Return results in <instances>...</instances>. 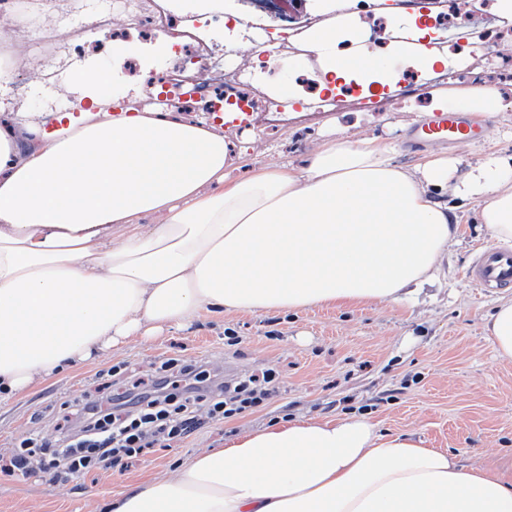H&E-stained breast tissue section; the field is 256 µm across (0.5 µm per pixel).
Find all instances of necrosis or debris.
Returning a JSON list of instances; mask_svg holds the SVG:
<instances>
[{
	"mask_svg": "<svg viewBox=\"0 0 512 512\" xmlns=\"http://www.w3.org/2000/svg\"><path fill=\"white\" fill-rule=\"evenodd\" d=\"M50 0H0V69H17L21 59L34 58L39 67L33 78L16 84L26 94L31 82L49 78L60 66L63 55L81 52L84 46H105L143 31L153 37L172 33V65L156 81L141 87L153 109L169 112L196 110L225 112H280L284 106L265 86L263 69L238 65L228 67L215 56L205 37L210 13L189 15L180 22L156 8L154 0H87L80 10L56 20L48 19ZM463 39L470 56L478 61L471 80H482V68L512 63V37L501 31L496 15L470 13ZM161 94H154L155 85Z\"/></svg>",
	"mask_w": 512,
	"mask_h": 512,
	"instance_id": "necrosis-or-debris-1",
	"label": "necrosis or debris"
}]
</instances>
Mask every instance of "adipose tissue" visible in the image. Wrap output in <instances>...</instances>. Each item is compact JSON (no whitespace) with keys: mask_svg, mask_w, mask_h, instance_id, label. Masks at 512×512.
Returning a JSON list of instances; mask_svg holds the SVG:
<instances>
[{"mask_svg":"<svg viewBox=\"0 0 512 512\" xmlns=\"http://www.w3.org/2000/svg\"><path fill=\"white\" fill-rule=\"evenodd\" d=\"M350 20L311 43L337 77L397 83ZM118 70L84 71V117L17 113L0 126V395L18 394L134 339L232 315L398 304L433 282L453 241L449 198L470 199L512 246V159L458 175L431 154L337 137L303 167L228 181L233 157L205 121L119 108ZM110 512H512V481L367 419L300 418L203 449Z\"/></svg>","mask_w":512,"mask_h":512,"instance_id":"1","label":"adipose tissue"}]
</instances>
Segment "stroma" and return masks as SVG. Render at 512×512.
<instances>
[{
  "label": "stroma",
  "instance_id": "1",
  "mask_svg": "<svg viewBox=\"0 0 512 512\" xmlns=\"http://www.w3.org/2000/svg\"><path fill=\"white\" fill-rule=\"evenodd\" d=\"M340 11L356 28L374 32L383 43L380 58L399 73L408 68L397 53L403 42L428 46L439 61L456 54L454 44L432 41L413 28L417 13L398 7L397 0H341ZM275 31L272 41L277 65L269 79L287 101L288 111L262 115L249 130H226L241 150V161L228 169L229 180L249 175L269 163L302 165L312 145L344 136L353 140L379 137L394 147V161L410 167L421 151H408L409 131L438 100H466L474 83L459 72L445 85L378 83L372 98L378 110L306 111L301 79L320 81L326 93L352 96L350 79L326 73L323 56L311 44L296 52L284 49L282 25L266 20ZM138 58L146 70L168 69L166 43L146 47L138 39L111 44L106 54L69 56L61 68L70 76L78 68L120 69L125 58ZM482 88L496 92L498 111L490 113L485 136L434 151L455 158L459 172L487 153L512 155V82L489 75ZM453 226L456 242L441 264L438 280L414 289L408 301L376 303L351 309L317 307L301 312L202 313L186 328L149 340H134L101 359L61 373L29 390L0 398V454L28 428L54 431L61 404L82 394L108 387L121 393L133 380L151 375L168 358L205 362L214 382L278 371L280 388L261 407L223 422H209L166 451L150 452L128 467H111L61 485L49 477L27 480L0 478V512H92L105 494H119L143 485L186 463L200 449L222 448L245 430L278 419L331 420L344 414L365 416L380 429L409 434L425 447L457 454L469 467L497 472L512 481V360L500 358L486 334L485 324L499 297H512V288L485 296L466 279L478 248L492 239L481 224L475 203L458 202ZM234 329L240 345L224 343L225 329ZM130 368L127 378L111 376L118 363Z\"/></svg>",
  "mask_w": 512,
  "mask_h": 512
}]
</instances>
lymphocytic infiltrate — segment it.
<instances>
[{
    "mask_svg": "<svg viewBox=\"0 0 512 512\" xmlns=\"http://www.w3.org/2000/svg\"><path fill=\"white\" fill-rule=\"evenodd\" d=\"M278 376L240 378L211 389L203 364L169 359L149 384L124 393L76 398L58 435L30 430L0 457V475L27 478L41 471L67 482L127 464L149 449L183 441L206 421H223L261 407Z\"/></svg>",
    "mask_w": 512,
    "mask_h": 512,
    "instance_id": "obj_1",
    "label": "lymphocytic infiltrate"
}]
</instances>
